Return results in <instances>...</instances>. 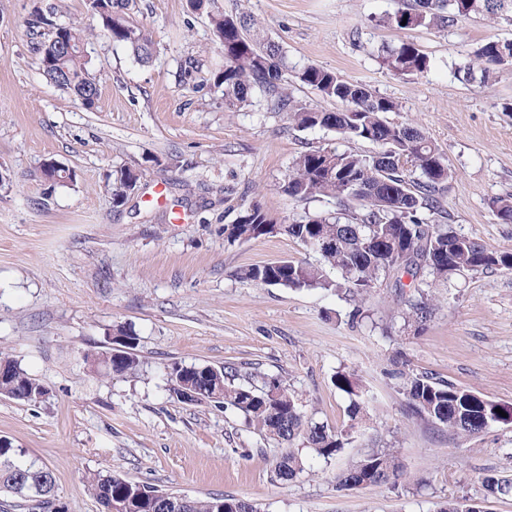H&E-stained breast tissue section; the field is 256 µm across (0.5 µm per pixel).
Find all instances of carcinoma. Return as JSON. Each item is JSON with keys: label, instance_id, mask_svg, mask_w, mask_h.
<instances>
[{"label": "carcinoma", "instance_id": "1", "mask_svg": "<svg viewBox=\"0 0 512 512\" xmlns=\"http://www.w3.org/2000/svg\"><path fill=\"white\" fill-rule=\"evenodd\" d=\"M192 11L207 14L212 32L224 50V69L214 76L222 89L224 105L244 108L261 97L275 111L288 114L298 130L322 129L348 140H365L379 146L373 155L317 147L300 153L284 176L281 191L298 202L323 199L336 205L333 211L306 215L291 224H278L260 206L249 207L237 223L226 228L232 241H251L276 228L317 254V264L280 260L248 265L236 271L238 278L260 285L287 288H319L346 302H358L382 280L394 277L393 288L404 297L409 317L423 326L433 313L424 288L429 280L445 281L454 275L478 271H512V252L489 249L461 235L446 224L439 202L440 191L451 176L441 149L410 124H395L386 114L400 111L398 102L367 86L347 80L334 71L309 64L285 76L284 48L258 38L257 21L243 12L226 13L214 0H188ZM95 28L123 44L133 56L148 62L155 50L150 29L127 20L134 0H86ZM474 15L512 25V0H404L394 13L383 17L395 29L446 30L459 18ZM25 27L47 40L57 39L65 49L57 56H41V70L59 80L61 90L74 98L95 85L85 55V28L75 22L59 23L52 14L32 11ZM387 70L401 75L427 71L431 58L412 42L388 47L380 55ZM512 67V42L489 39L480 44L458 73L468 82L487 84L497 71ZM296 83L316 90L336 102L323 109L296 101L288 86ZM130 169L116 171L109 190L113 205L129 199ZM495 215L512 224V194L493 202ZM410 283L404 284L403 277ZM415 294L405 296L404 288ZM139 364L135 355L112 359V376L123 377ZM170 392L182 401L181 391L190 383L200 390L201 403L233 408L255 430L287 446L274 463L277 478L288 482L304 471L301 456L290 449L298 440L318 456L329 459L343 448L342 433L305 420L288 384L278 377L264 378L260 387L236 383L241 370L227 364L185 366L174 361L166 366ZM411 414L424 417L453 435L472 436L491 423L512 419V405L483 398L428 372L400 371ZM337 388L350 397L351 419L364 417L370 398L352 377L339 372ZM0 396L37 402L45 392L17 362L6 361L0 377ZM506 416H501L496 409ZM23 450L14 444L0 447V512L27 509L49 512L56 507V478L46 466L20 461ZM404 476L403 466L388 448L373 449L345 469L337 488L394 486ZM481 483L491 494L512 492V475L484 473ZM88 490L101 512H256L248 499L229 496L192 498L127 480L110 473H91Z\"/></svg>", "mask_w": 512, "mask_h": 512}]
</instances>
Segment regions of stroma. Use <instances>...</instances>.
I'll list each match as a JSON object with an SVG mask.
<instances>
[{
  "mask_svg": "<svg viewBox=\"0 0 512 512\" xmlns=\"http://www.w3.org/2000/svg\"><path fill=\"white\" fill-rule=\"evenodd\" d=\"M217 4L254 16L289 69L314 64L396 100L389 121L417 127L448 159L440 198L449 224L512 251V224L493 213L494 200L512 194V68L485 86L457 72L479 44L512 40V26L469 17L440 32L386 27L400 0ZM36 6L87 27L94 109L43 77V40L23 25ZM129 17L154 31L150 63L91 30L86 0H0V355L46 390L36 403L0 397V436L54 472L64 512H101L85 483L101 470L194 497H244L258 512H437L461 498L481 512H512V495H490L478 479L512 474V424L456 436L412 416L396 366L512 403V273L433 282L434 313L421 328L405 325L386 282L354 322L350 304L330 292L239 279L242 266L318 260L284 235L234 242L224 233L252 204L282 224L328 210L280 190L300 152L377 147L294 129L259 98L226 108L213 85L224 53L186 0H136ZM406 41L431 69L397 75L382 66L378 48ZM47 159L64 167V181L44 179ZM119 168L139 182L117 208L108 182ZM120 329L135 336L139 366L113 378L90 356ZM173 361L250 367L257 386L280 377L307 418L342 432L343 449L323 459L295 445L304 471L277 480L282 445L223 405L174 400L165 372ZM340 371L371 397L362 421L351 420L335 385ZM377 447L396 450L407 481L337 489L338 475Z\"/></svg>",
  "mask_w": 512,
  "mask_h": 512,
  "instance_id": "obj_1",
  "label": "stroma"
}]
</instances>
